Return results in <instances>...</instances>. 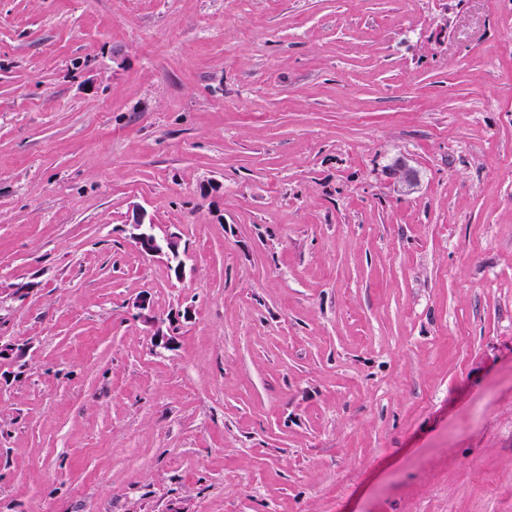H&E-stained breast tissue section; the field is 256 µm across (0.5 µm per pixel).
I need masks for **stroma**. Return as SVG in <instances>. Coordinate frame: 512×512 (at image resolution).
<instances>
[{"mask_svg": "<svg viewBox=\"0 0 512 512\" xmlns=\"http://www.w3.org/2000/svg\"><path fill=\"white\" fill-rule=\"evenodd\" d=\"M0 283V512H512V0H0ZM144 213L136 210V217L130 226V240L133 246L142 254L148 256L165 255L168 261V268L173 270L177 277L182 272V263H178L173 267L172 262L177 261L180 255V245L176 237H169L166 239L165 247L158 244L156 238L152 237L150 233L146 232L144 222Z\"/></svg>", "mask_w": 512, "mask_h": 512, "instance_id": "35a3bbf8", "label": "stroma"}]
</instances>
